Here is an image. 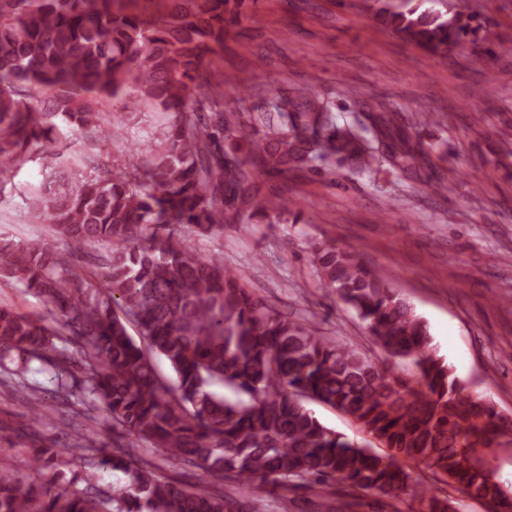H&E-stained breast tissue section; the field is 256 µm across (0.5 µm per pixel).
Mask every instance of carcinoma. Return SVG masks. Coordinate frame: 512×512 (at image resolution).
<instances>
[{"mask_svg": "<svg viewBox=\"0 0 512 512\" xmlns=\"http://www.w3.org/2000/svg\"><path fill=\"white\" fill-rule=\"evenodd\" d=\"M175 2L155 21L114 10L112 0H0V180L33 151L50 152L61 122L112 139L109 99L129 114L147 105L171 116L150 150L135 146L121 164L92 167L79 188L33 199V219L50 225L64 249L0 240V277L52 306L48 317L0 306V374L30 392L32 429L48 416L26 377L33 361L63 403L84 406L64 447L35 449L38 482H18L0 458V512H245L224 494L226 479L275 490L302 482L326 512L347 507L332 504L330 480L391 499L410 491L421 512H451L422 470L485 512H512V490L493 466L512 445V415L455 374L427 322L353 250L309 247L323 286L388 357L413 366L407 377L317 334L309 319L266 307L223 255H201L182 234L281 223L290 208L264 203L262 175L325 165L368 173L385 162L420 170L426 155L409 133L391 132L385 112L367 116L370 129L357 112L338 124L333 104L313 90L278 95L256 115L203 95L211 58L252 0ZM378 17L434 55L471 31L463 13L421 11L410 0ZM96 244L112 254L94 285L73 259ZM157 358L175 377L159 374ZM309 401L349 417L379 449L324 426ZM100 410L126 437L116 455L88 442ZM146 452L200 470V483L167 477ZM76 455L86 468L70 477ZM109 466L124 482L92 490L95 469Z\"/></svg>", "mask_w": 512, "mask_h": 512, "instance_id": "cac0c4a2", "label": "carcinoma"}]
</instances>
